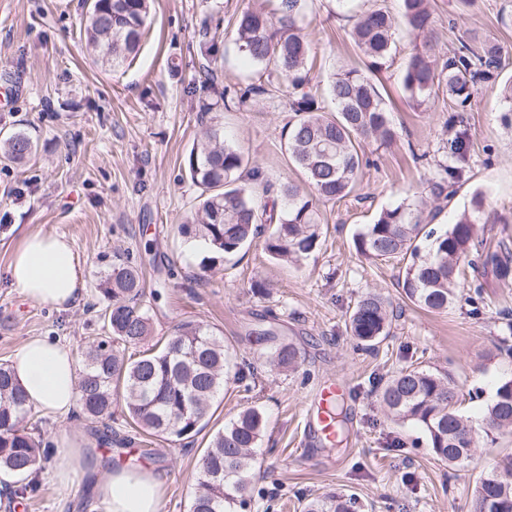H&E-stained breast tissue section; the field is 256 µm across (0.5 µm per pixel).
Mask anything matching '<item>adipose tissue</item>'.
Instances as JSON below:
<instances>
[{"mask_svg": "<svg viewBox=\"0 0 512 512\" xmlns=\"http://www.w3.org/2000/svg\"><path fill=\"white\" fill-rule=\"evenodd\" d=\"M11 285L25 298L65 311L85 295L84 266L62 235L24 236L8 266ZM12 369L29 404L63 417L77 407V363L64 345L46 336L27 339ZM164 480L152 466L114 465L97 480L92 494L105 512H159Z\"/></svg>", "mask_w": 512, "mask_h": 512, "instance_id": "ef3b65f1", "label": "adipose tissue"}]
</instances>
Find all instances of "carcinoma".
<instances>
[{
	"instance_id": "cac0c4a2",
	"label": "carcinoma",
	"mask_w": 512,
	"mask_h": 512,
	"mask_svg": "<svg viewBox=\"0 0 512 512\" xmlns=\"http://www.w3.org/2000/svg\"><path fill=\"white\" fill-rule=\"evenodd\" d=\"M266 2V7L241 12L234 41L269 77L287 84L294 120L284 147L310 192L292 183L272 189L261 170L248 166L242 152L224 139L223 126L209 123L184 159L200 194L197 207L179 225L187 246L209 253L205 263L215 255L232 256L250 247L268 225L274 230L265 238L264 250L277 260L299 261L320 244L319 204L343 200L360 180L363 144L373 141L389 147L399 138L371 77L392 59L397 31L393 14L375 8L357 15L351 36L367 59V71L336 72L329 84L334 110L326 112L306 90L311 41L299 25L302 0ZM401 2L405 25L421 38L403 70L404 91L421 106L443 83L451 100L466 104L501 69V47L461 40L439 68L433 60L437 34L429 0ZM148 11L149 0H92L84 36L94 62L113 70L121 67L139 47ZM34 151L25 132L0 139V156L11 162L28 159ZM451 153L452 164L443 168L445 177L434 186L437 198L445 186L460 180L468 164L465 136L457 137ZM425 208L422 200L386 208L354 236L361 256L406 260L401 288L410 302L431 311L448 309L464 287L467 267L503 282L512 278V251L505 245L486 251L478 243L476 227L487 220L483 195H474L470 208L440 234L423 224ZM97 291L106 302L104 335L80 353L77 390L83 418L101 442L120 447L135 443L136 437L122 436L112 427V405L120 398L136 433L181 444L208 424L224 383L254 376L251 364L234 362L224 337L202 322L184 321L163 344H149L141 264L129 259L112 264ZM268 318V323L251 330L252 344L269 366L293 371L298 366L297 348L282 336L276 316ZM392 318L383 297L367 293L349 315V332L364 348L375 350L389 336ZM130 347L140 351L128 355ZM379 391L388 416L420 427L433 455L450 465L470 460L479 442L493 447L501 436L512 434V379L497 388L477 426L460 413L458 389L446 375L410 364L382 381ZM33 419L11 365L0 363V473L15 478L14 494L21 499L37 491L38 485L28 480L31 471L43 469L50 459ZM266 427L264 411L252 406L213 435L201 458L198 490L189 512H231L247 504L251 471L258 463L257 448ZM304 512H363V506L353 494L330 493L309 500ZM473 512H512V453L504 454L477 481Z\"/></svg>"
}]
</instances>
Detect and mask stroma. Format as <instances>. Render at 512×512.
<instances>
[{
    "instance_id": "35a3bbf8",
    "label": "stroma",
    "mask_w": 512,
    "mask_h": 512,
    "mask_svg": "<svg viewBox=\"0 0 512 512\" xmlns=\"http://www.w3.org/2000/svg\"><path fill=\"white\" fill-rule=\"evenodd\" d=\"M254 2L151 0L136 57L111 70L93 64L81 39L82 0H0V90L8 96L0 106V132L23 130L37 143L26 162L0 161V362L31 337L51 336L75 351L100 335L96 286L114 254L125 253L143 262L148 288L168 282L160 300L143 299L152 340L181 322L201 321L255 368L247 382L225 387L208 425L187 444L159 443L150 463L166 477L160 512H188L212 435L251 405L264 407L268 427L244 512H302L308 499L334 492L357 494L365 512H472L479 469L437 461L420 428L387 418L378 384L409 362L448 373L460 392V411L480 420L498 386L512 378V358L496 351L500 341L512 343V281L487 280L482 292L465 289L447 312L429 313L404 297V261L359 257L353 236L382 209L430 197L450 162L454 133L464 129L468 166L455 194L438 199L430 226L444 231L480 192L492 218L479 225V240L490 249L503 241L512 246V112L500 95L512 82V26L500 22L512 14V0H475L467 7L431 0L437 60L472 33L499 43L511 59L462 112L443 94L420 106L409 100L402 66L415 38L399 29L392 64L373 80L400 139L387 149L364 145L371 164L354 192L319 206L322 240L315 251L292 264L256 243L205 267L178 233L199 195L184 158L202 133L205 108L219 115L226 139L271 184L305 183L284 150L292 118L286 89L229 109L217 101L218 89L267 82L234 42L236 19ZM375 7L401 13L400 0H351L344 8L336 0H305L310 89L320 106L330 105L326 88L337 70L362 67L350 32L357 15ZM209 29L215 38L206 37ZM39 230L65 235L85 265V296L71 310L41 306L10 285L14 251L25 233ZM258 283L263 291H255ZM370 291L387 296L396 311L389 336L372 352L358 347L347 329L355 303ZM268 310L300 351L295 372L270 370L247 340L248 323ZM330 381L344 389L345 436L337 447L304 429L313 398ZM39 428L48 445L67 435L81 438L91 470L77 476L66 498L44 476L25 506L11 491L12 478H0V512H103L89 486L106 473L104 452L84 422L45 414Z\"/></svg>"
}]
</instances>
